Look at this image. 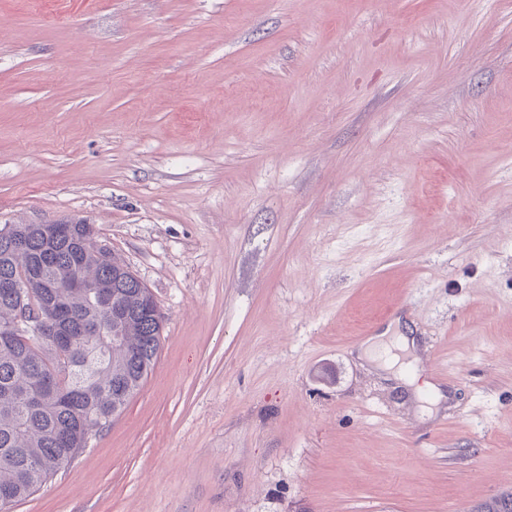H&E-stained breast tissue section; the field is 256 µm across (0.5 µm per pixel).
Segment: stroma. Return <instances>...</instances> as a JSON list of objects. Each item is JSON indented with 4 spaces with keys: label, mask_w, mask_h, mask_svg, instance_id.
I'll return each mask as SVG.
<instances>
[{
    "label": "stroma",
    "mask_w": 512,
    "mask_h": 512,
    "mask_svg": "<svg viewBox=\"0 0 512 512\" xmlns=\"http://www.w3.org/2000/svg\"><path fill=\"white\" fill-rule=\"evenodd\" d=\"M163 315L11 512H451L512 489V0H0V226ZM431 405L358 358L393 321Z\"/></svg>",
    "instance_id": "35a3bbf8"
}]
</instances>
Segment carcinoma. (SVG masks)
<instances>
[{
	"label": "carcinoma",
	"instance_id": "obj_1",
	"mask_svg": "<svg viewBox=\"0 0 512 512\" xmlns=\"http://www.w3.org/2000/svg\"><path fill=\"white\" fill-rule=\"evenodd\" d=\"M91 224L13 225L0 239V497L20 502L86 447L94 428L112 423L152 370L161 346L163 316L145 311L153 296L134 279H119L86 247ZM64 276L92 288L130 294L133 308L112 338V312L91 288H46ZM71 311V340L55 348L25 329L13 328L17 310L45 305ZM472 512H512V491Z\"/></svg>",
	"mask_w": 512,
	"mask_h": 512
}]
</instances>
